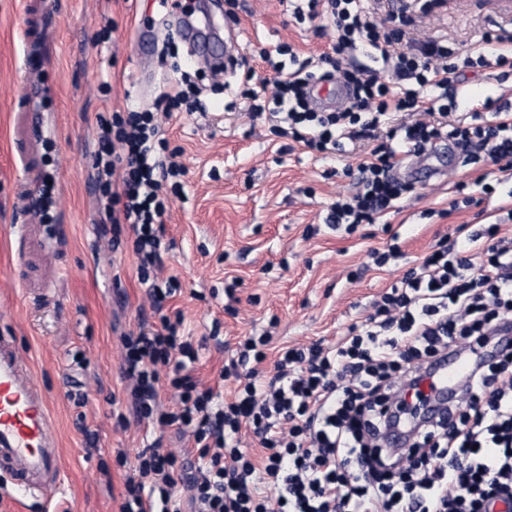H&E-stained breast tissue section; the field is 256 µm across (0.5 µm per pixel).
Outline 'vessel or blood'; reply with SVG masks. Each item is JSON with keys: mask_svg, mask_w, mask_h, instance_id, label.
Wrapping results in <instances>:
<instances>
[{"mask_svg": "<svg viewBox=\"0 0 512 512\" xmlns=\"http://www.w3.org/2000/svg\"><path fill=\"white\" fill-rule=\"evenodd\" d=\"M206 23L186 19L184 35L202 50H209L212 37ZM466 362L449 357L436 376L440 389L466 373ZM0 468L6 470L17 490L34 493L51 479L56 494L66 492L61 473L60 453L53 435L50 403L28 363L14 343L0 336Z\"/></svg>", "mask_w": 512, "mask_h": 512, "instance_id": "vessel-or-blood-1", "label": "vessel or blood"}]
</instances>
